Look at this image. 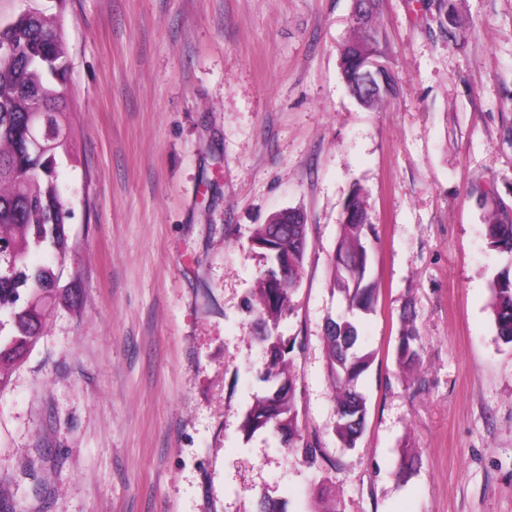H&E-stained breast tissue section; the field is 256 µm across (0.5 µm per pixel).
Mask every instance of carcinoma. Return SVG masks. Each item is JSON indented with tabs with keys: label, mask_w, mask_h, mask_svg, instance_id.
<instances>
[{
	"label": "carcinoma",
	"mask_w": 512,
	"mask_h": 512,
	"mask_svg": "<svg viewBox=\"0 0 512 512\" xmlns=\"http://www.w3.org/2000/svg\"><path fill=\"white\" fill-rule=\"evenodd\" d=\"M374 0H357L359 35L342 49L343 77L364 105L379 107L394 94L395 85L376 93L363 89L358 65L377 54L374 37ZM0 44L13 49L0 60V365L21 360L41 333L49 306L57 297L66 258L71 251L70 224L73 210L58 186V159L74 155L72 113L67 103L54 96L67 81L69 63L63 33L57 21L42 13L18 14L0 27ZM40 95L50 109L53 147L34 159L27 146L28 111L31 97ZM351 213L341 225V234L331 269L333 286L343 294L349 313L369 312L377 304L379 289L370 279L368 244L375 227L360 197L350 198ZM489 249L512 254V214L497 210L486 224ZM252 245L267 253L269 263L259 278L256 310L261 320L260 342L268 365L259 380L269 388L256 397L243 428L247 436L270 432L288 442L295 456L307 467L321 469L323 451L301 433L296 406L294 377L287 369L296 338L278 333L280 323L292 311V297L300 286L307 248V224H260ZM49 252L56 263L33 264L31 249ZM288 261V271L268 276L277 262ZM492 308L497 336L512 345V277L498 274L492 281ZM355 320L327 319L324 342L328 370L336 388L335 434L347 448L356 446L363 434L369 408L357 391V381L372 364V355L358 354ZM421 337L409 318L399 330L396 357L403 368L416 365Z\"/></svg>",
	"instance_id": "1"
}]
</instances>
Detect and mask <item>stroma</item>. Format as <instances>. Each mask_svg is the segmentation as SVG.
<instances>
[{"label": "stroma", "instance_id": "1", "mask_svg": "<svg viewBox=\"0 0 512 512\" xmlns=\"http://www.w3.org/2000/svg\"><path fill=\"white\" fill-rule=\"evenodd\" d=\"M440 1L380 0L396 92L375 111L342 76L353 0H0L1 25L59 20L77 114L61 295L0 366V512H512V347L491 306L512 257L486 240L491 205L512 211V0H448L454 40ZM356 190L380 293L358 318L375 360L347 448L324 325L346 309L330 266ZM287 208L308 246L280 330L319 471L243 429L265 388L251 236ZM409 323V318L404 317L399 330L396 348L397 362L402 368L416 365L420 359V351L422 349L421 337L415 326Z\"/></svg>", "mask_w": 512, "mask_h": 512}]
</instances>
